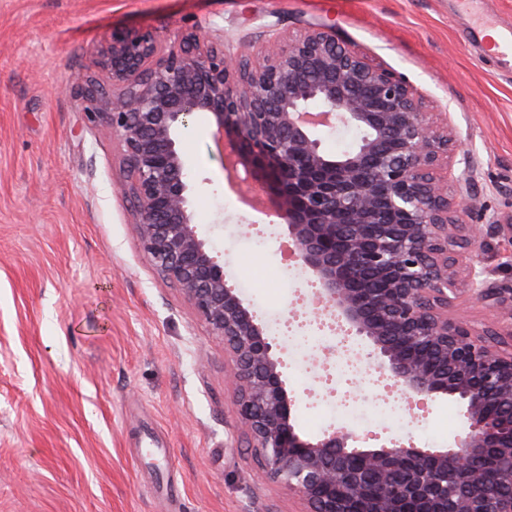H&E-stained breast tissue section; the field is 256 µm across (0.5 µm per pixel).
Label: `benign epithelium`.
<instances>
[{
    "label": "benign epithelium",
    "mask_w": 512,
    "mask_h": 512,
    "mask_svg": "<svg viewBox=\"0 0 512 512\" xmlns=\"http://www.w3.org/2000/svg\"><path fill=\"white\" fill-rule=\"evenodd\" d=\"M94 66L88 120L119 140L118 189L141 250L224 343L259 476L309 512H512V281L482 264L488 237L512 245V224L459 219L461 201L436 172L452 167L451 133L409 83L326 24L252 57L196 33L164 44L149 29L114 30ZM204 115L224 136L227 173L246 149L263 171L297 265L319 304L366 342L372 368L412 399L463 407L447 450L393 440L360 450L350 427L298 429L274 339L194 220L178 136ZM342 127L361 132L356 146L325 153L319 133ZM464 290L497 314L480 334L450 314Z\"/></svg>",
    "instance_id": "benign-epithelium-1"
}]
</instances>
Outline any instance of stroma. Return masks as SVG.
Segmentation results:
<instances>
[{"instance_id":"obj_1","label":"stroma","mask_w":512,"mask_h":512,"mask_svg":"<svg viewBox=\"0 0 512 512\" xmlns=\"http://www.w3.org/2000/svg\"><path fill=\"white\" fill-rule=\"evenodd\" d=\"M318 24L447 114L474 163L461 220L512 222V71L453 0H0V512H304L256 481L224 346L141 251L119 141L80 90L115 29L198 30L236 51ZM179 141L225 278L265 321L287 317L307 275L282 267L285 223L240 204L257 189L249 157L230 180L204 121ZM275 343L309 436L345 425L362 448H442L462 428L456 401L406 407L360 340Z\"/></svg>"}]
</instances>
